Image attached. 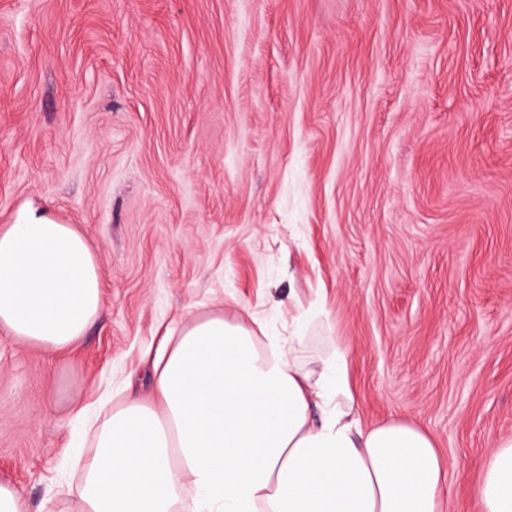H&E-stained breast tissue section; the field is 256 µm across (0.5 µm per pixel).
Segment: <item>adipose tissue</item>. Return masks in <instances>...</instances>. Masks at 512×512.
<instances>
[{
  "label": "adipose tissue",
  "mask_w": 512,
  "mask_h": 512,
  "mask_svg": "<svg viewBox=\"0 0 512 512\" xmlns=\"http://www.w3.org/2000/svg\"><path fill=\"white\" fill-rule=\"evenodd\" d=\"M88 237L44 205L0 226V333L80 344L102 309ZM303 332L201 313L143 358L149 399L124 387L97 424L77 512H443L449 460L424 429L362 420L348 351L300 363ZM474 512H512V436L484 458Z\"/></svg>",
  "instance_id": "adipose-tissue-1"
}]
</instances>
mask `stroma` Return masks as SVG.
<instances>
[{"mask_svg": "<svg viewBox=\"0 0 512 512\" xmlns=\"http://www.w3.org/2000/svg\"><path fill=\"white\" fill-rule=\"evenodd\" d=\"M49 203L103 308L0 336V480L41 512L80 409L201 311L349 353L362 419L427 429L469 512L512 435V0H0V225Z\"/></svg>", "mask_w": 512, "mask_h": 512, "instance_id": "35a3bbf8", "label": "stroma"}]
</instances>
